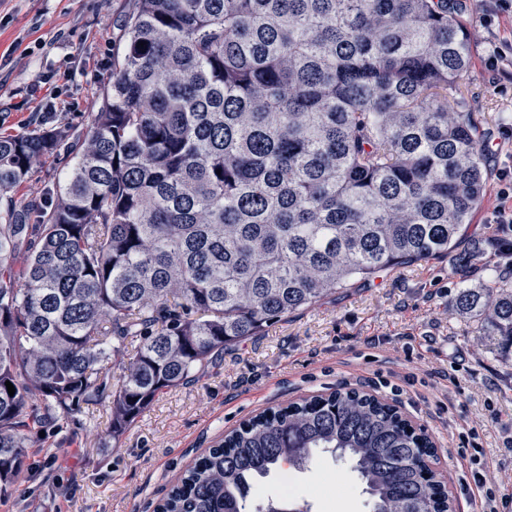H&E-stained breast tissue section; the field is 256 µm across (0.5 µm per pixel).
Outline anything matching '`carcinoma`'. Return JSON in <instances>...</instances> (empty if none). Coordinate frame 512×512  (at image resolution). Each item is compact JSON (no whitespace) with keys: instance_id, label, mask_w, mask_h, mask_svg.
<instances>
[{"instance_id":"cac0c4a2","label":"carcinoma","mask_w":512,"mask_h":512,"mask_svg":"<svg viewBox=\"0 0 512 512\" xmlns=\"http://www.w3.org/2000/svg\"><path fill=\"white\" fill-rule=\"evenodd\" d=\"M121 32L89 132L0 136L1 501L33 426L106 398L118 439L214 356L409 261L448 257L450 308L512 361V273L467 279L485 238L455 252L485 155L448 105L470 65L450 0H133ZM64 142L74 164L36 215L15 191ZM320 449L371 512H453L428 434L355 389L243 422L157 512H248L250 481Z\"/></svg>"}]
</instances>
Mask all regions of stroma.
I'll return each instance as SVG.
<instances>
[{"mask_svg": "<svg viewBox=\"0 0 512 512\" xmlns=\"http://www.w3.org/2000/svg\"><path fill=\"white\" fill-rule=\"evenodd\" d=\"M130 0H9L0 7V133L57 128L88 132L91 112L112 77L119 25ZM475 0L459 18L470 44L469 75L458 100L469 110L486 160L484 200L459 249L494 233L496 171L512 167V80L490 71L494 44L512 40V15L476 27ZM73 159L66 148L40 160L16 200L49 206ZM460 276L445 258L419 260L357 282L275 323L206 365L195 382L161 394L120 439L110 410L84 406L78 421L40 436L28 472L0 512H154L193 460L262 410L337 387H359L395 404L438 448L457 512H475L464 442L499 455L512 439V363L491 353L449 308ZM310 512H367L351 465L327 452L292 472Z\"/></svg>", "mask_w": 512, "mask_h": 512, "instance_id": "stroma-1", "label": "stroma"}]
</instances>
